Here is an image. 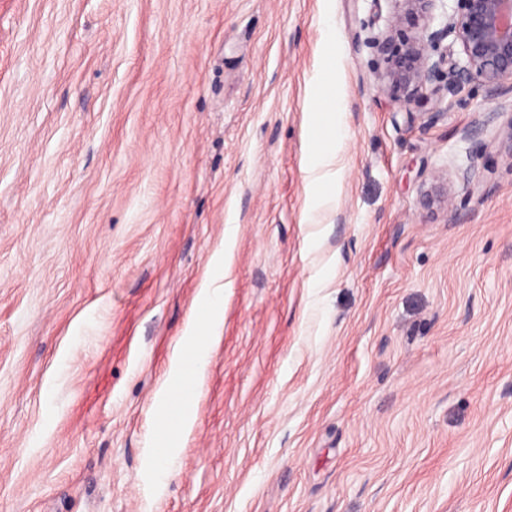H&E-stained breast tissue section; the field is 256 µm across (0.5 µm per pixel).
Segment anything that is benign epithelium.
Instances as JSON below:
<instances>
[{"instance_id":"benign-epithelium-1","label":"benign epithelium","mask_w":512,"mask_h":512,"mask_svg":"<svg viewBox=\"0 0 512 512\" xmlns=\"http://www.w3.org/2000/svg\"><path fill=\"white\" fill-rule=\"evenodd\" d=\"M394 2L397 12L385 30L368 38L384 63L383 92L392 101L410 107L427 91L454 95L472 83L492 99L512 92V0H454L452 14L437 29L431 22L438 0ZM449 37L451 45L441 48ZM456 176L468 187H480L473 165ZM420 202L427 210L444 208L448 178L434 176Z\"/></svg>"}]
</instances>
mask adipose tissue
<instances>
[{
    "label": "adipose tissue",
    "mask_w": 512,
    "mask_h": 512,
    "mask_svg": "<svg viewBox=\"0 0 512 512\" xmlns=\"http://www.w3.org/2000/svg\"><path fill=\"white\" fill-rule=\"evenodd\" d=\"M319 106L313 112L312 142L306 155V166L311 175V197L321 199L326 188L335 184L339 173L333 164L337 149L347 136V128L336 97V72L328 70L322 80ZM234 241L233 230L225 232V247L212 259V274L204 282L195 306L194 323L188 336L177 350L178 361L165 384L160 408L178 404L180 417L162 425L160 454L155 463L159 473H166L167 465L177 443L187 430L190 409L200 393L201 380L209 364L212 345L218 340L224 320V295L228 285L224 268L229 261V245Z\"/></svg>",
    "instance_id": "ef3b65f1"
}]
</instances>
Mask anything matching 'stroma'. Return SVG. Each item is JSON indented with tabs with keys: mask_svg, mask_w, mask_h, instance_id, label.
<instances>
[{
	"mask_svg": "<svg viewBox=\"0 0 512 512\" xmlns=\"http://www.w3.org/2000/svg\"><path fill=\"white\" fill-rule=\"evenodd\" d=\"M394 11L0 0V512H512V94L408 117L366 43ZM330 68L348 136L313 204ZM230 219L222 337L161 480L155 403ZM421 205L427 210L448 208V173L446 177L435 175L432 183L421 192Z\"/></svg>",
	"mask_w": 512,
	"mask_h": 512,
	"instance_id": "35a3bbf8",
	"label": "stroma"
}]
</instances>
